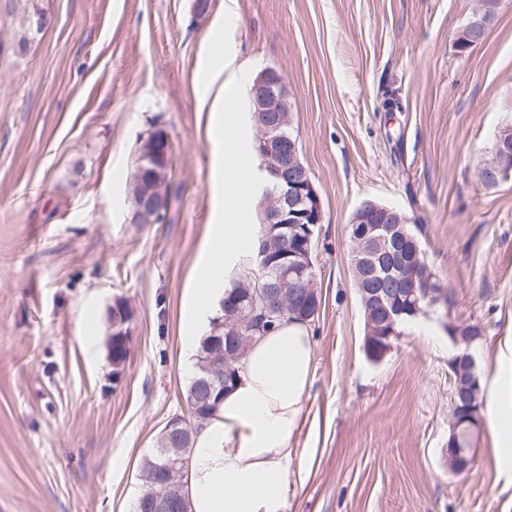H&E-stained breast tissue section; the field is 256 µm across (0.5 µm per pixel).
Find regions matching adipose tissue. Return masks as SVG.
<instances>
[{
  "label": "adipose tissue",
  "mask_w": 512,
  "mask_h": 512,
  "mask_svg": "<svg viewBox=\"0 0 512 512\" xmlns=\"http://www.w3.org/2000/svg\"><path fill=\"white\" fill-rule=\"evenodd\" d=\"M223 63L210 64L205 88L214 91L211 141L219 156L212 232L201 249L182 326L183 369L193 374L199 341L219 312L229 281L250 266L260 227L242 205L236 175L251 159L224 140L239 119L236 83L223 81ZM315 341L309 324L282 322L246 350L232 389L194 434L183 470L187 512H284L293 434L305 420L314 380ZM499 466L512 468V369L501 371L487 413Z\"/></svg>",
  "instance_id": "obj_1"
}]
</instances>
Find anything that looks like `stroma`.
Here are the masks:
<instances>
[{
    "instance_id": "1",
    "label": "stroma",
    "mask_w": 512,
    "mask_h": 512,
    "mask_svg": "<svg viewBox=\"0 0 512 512\" xmlns=\"http://www.w3.org/2000/svg\"><path fill=\"white\" fill-rule=\"evenodd\" d=\"M0 0V512H133L139 467L188 415L182 302L211 232L214 155L199 96L224 57L248 89L288 84L291 126L321 199L311 323L315 373L292 436L285 512H512V473L481 424L448 470L446 318L482 324L470 348L490 387L512 367V180L477 169L512 122V0L484 40H456L477 0ZM397 96L401 107L385 111ZM165 131L172 207L129 224L140 139ZM374 201L418 219L453 296L403 327L378 362L348 224ZM134 317L120 368L109 308Z\"/></svg>"
}]
</instances>
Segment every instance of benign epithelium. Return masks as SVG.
Returning <instances> with one entry per match:
<instances>
[{
    "label": "benign epithelium",
    "instance_id": "1",
    "mask_svg": "<svg viewBox=\"0 0 512 512\" xmlns=\"http://www.w3.org/2000/svg\"><path fill=\"white\" fill-rule=\"evenodd\" d=\"M251 121L256 130V151L261 160L262 173L275 180V187L261 201L264 213L261 240L264 274L261 281L247 289V308L233 311L235 329L251 323L256 302L276 308L288 306L296 314L316 317L321 306L314 268L313 239L315 228L323 223L324 213L320 197L307 174L300 166L298 141L286 135L290 112L288 85L281 70L267 66L258 73L248 91ZM170 143L166 133L158 129L142 140L137 158V191L127 216L128 224H153L169 209L170 199L160 175L168 170ZM496 183L512 179V127L501 128L496 142V160L492 168ZM411 223L406 214L385 205L371 203L360 206L355 224L361 231L354 235L356 263L360 264L362 278L374 279L378 267L389 269L394 287L365 290L364 303L378 311L380 325L395 328L404 315L402 303L411 301L417 293L429 297L437 289L432 279L420 281L417 268L418 246L407 233ZM112 335L126 340V325L131 319L127 303L118 298L113 305ZM448 332L451 340L470 347L483 335L480 325L454 322ZM480 425V415L459 409L456 398H451L448 438V470L459 472L470 462L466 442L473 439ZM192 430L183 417L167 421L160 440L164 454L172 458L167 469L154 478L150 496L141 498L146 512H179L180 495L175 481L179 456Z\"/></svg>",
    "mask_w": 512,
    "mask_h": 512
}]
</instances>
